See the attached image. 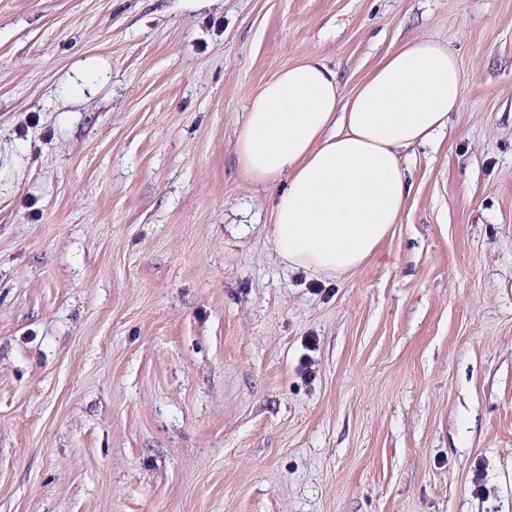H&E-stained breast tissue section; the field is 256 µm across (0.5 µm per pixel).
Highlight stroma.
Segmentation results:
<instances>
[{
  "label": "stroma",
  "mask_w": 512,
  "mask_h": 512,
  "mask_svg": "<svg viewBox=\"0 0 512 512\" xmlns=\"http://www.w3.org/2000/svg\"><path fill=\"white\" fill-rule=\"evenodd\" d=\"M417 38L399 224L286 267L253 92ZM0 512H512V0H0Z\"/></svg>",
  "instance_id": "obj_1"
}]
</instances>
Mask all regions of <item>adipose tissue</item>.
<instances>
[{"mask_svg":"<svg viewBox=\"0 0 512 512\" xmlns=\"http://www.w3.org/2000/svg\"><path fill=\"white\" fill-rule=\"evenodd\" d=\"M462 70L441 42L413 39L351 96L303 56L253 95L236 142L271 200L273 244L292 269L333 277L360 266L398 224L411 192L402 155L430 143L460 106Z\"/></svg>","mask_w":512,"mask_h":512,"instance_id":"obj_1","label":"adipose tissue"}]
</instances>
